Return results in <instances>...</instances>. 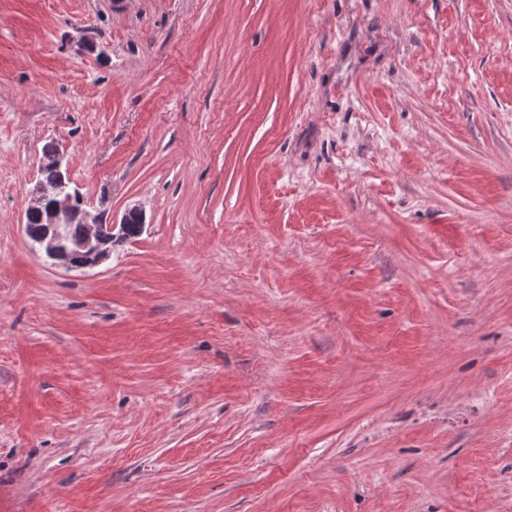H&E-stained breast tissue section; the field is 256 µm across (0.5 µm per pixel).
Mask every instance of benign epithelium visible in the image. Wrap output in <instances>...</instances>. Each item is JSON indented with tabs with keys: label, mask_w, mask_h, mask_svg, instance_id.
Returning <instances> with one entry per match:
<instances>
[{
	"label": "benign epithelium",
	"mask_w": 512,
	"mask_h": 512,
	"mask_svg": "<svg viewBox=\"0 0 512 512\" xmlns=\"http://www.w3.org/2000/svg\"><path fill=\"white\" fill-rule=\"evenodd\" d=\"M52 168L61 174L60 183L51 187L47 186L45 181L38 182L35 190L34 200L41 203L47 197H52V204L47 210V222L52 225L55 230L54 239L51 243H42L41 249L51 260L61 261L67 266L76 269L90 268L98 265L105 260L100 256L93 258L94 253L101 246V239L112 234L116 229L114 224H104L100 220L92 223L87 220V211L81 209L74 210V200L83 198L79 188L71 180L70 176L63 173L62 157L55 154L49 158L43 159L40 170ZM80 222L89 229H99L98 236H87L85 239L76 242L72 247H66L61 251L52 249V246L61 244L64 238V230L75 222Z\"/></svg>",
	"instance_id": "1"
}]
</instances>
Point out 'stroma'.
<instances>
[{"label": "stroma", "instance_id": "obj_1", "mask_svg": "<svg viewBox=\"0 0 512 512\" xmlns=\"http://www.w3.org/2000/svg\"><path fill=\"white\" fill-rule=\"evenodd\" d=\"M0 512H512V0H0ZM54 154L55 149L48 147L45 150L44 157H49L51 155L53 156L44 158L40 166L41 174L46 168H52L61 176L60 183L52 185L54 193L51 197L53 199L52 204L47 210L48 224L45 223L44 215H46V208L49 201L45 202L44 204V214L38 209L28 210L26 212V235L33 245H40L48 235L49 242L52 240L53 234L50 230L51 224L55 230L54 239L51 241L49 246L47 245V240H45L42 243V246H40V248L44 251L49 259L64 262L70 268L76 269L97 266L108 256H100L95 261H92L93 255L100 248L101 239H103L105 236L111 235L112 232L116 229L117 225L103 224V222L100 220H94L93 223H89L87 220L88 215L86 210H74V200L77 198H82L83 201L84 197L81 194L79 188L71 180L67 169H65L64 175L62 170V157L60 154L58 152H56L55 155ZM77 220L80 222H76ZM85 224L88 229H91V232L88 236V233L85 231ZM69 225L70 227L66 233L67 239L63 243L64 245H68L70 247L72 242L79 241L86 236L87 237L79 242L74 243L72 248L64 247L63 251L52 250L55 244L60 245L63 242V231ZM119 225V231L117 233L112 234L111 237L102 241L104 244L102 247L103 251L111 252L112 247H114L116 244L131 238H135L141 234L143 230V223L141 220L140 212L135 208L129 210L124 216L123 224ZM97 227H100L99 233L98 236L94 238L92 236V230ZM74 256H87L90 257L91 260L89 262L78 260L74 263H71L69 259Z\"/></svg>", "mask_w": 512, "mask_h": 512}]
</instances>
